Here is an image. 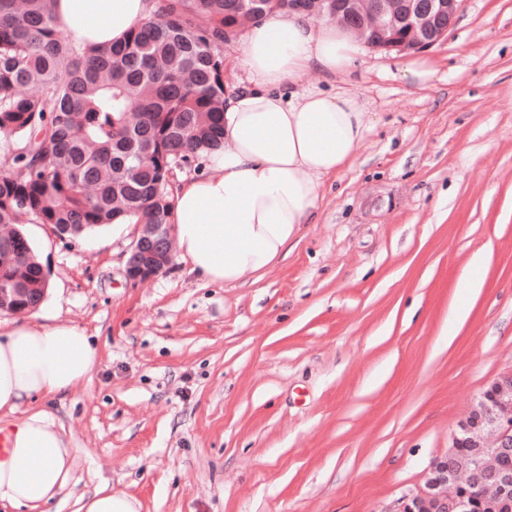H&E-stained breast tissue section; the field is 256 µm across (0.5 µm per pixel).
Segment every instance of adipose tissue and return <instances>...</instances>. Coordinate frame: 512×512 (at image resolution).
<instances>
[{
	"label": "adipose tissue",
	"mask_w": 512,
	"mask_h": 512,
	"mask_svg": "<svg viewBox=\"0 0 512 512\" xmlns=\"http://www.w3.org/2000/svg\"><path fill=\"white\" fill-rule=\"evenodd\" d=\"M56 25L84 49H101L144 25L154 0H50ZM352 33L275 12L243 35L251 80L224 104V145L211 175L182 183L170 221L180 256L200 279L229 287L258 281L318 217L324 178L351 163L371 128L349 93L292 91L308 72L335 78L355 65ZM99 350L68 323L0 325V502L26 512L69 485L75 450L42 404L90 382ZM29 407L20 416L21 407Z\"/></svg>",
	"instance_id": "adipose-tissue-1"
}]
</instances>
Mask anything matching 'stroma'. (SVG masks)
Returning <instances> with one entry per match:
<instances>
[{
	"mask_svg": "<svg viewBox=\"0 0 512 512\" xmlns=\"http://www.w3.org/2000/svg\"><path fill=\"white\" fill-rule=\"evenodd\" d=\"M427 55L423 84L366 47L349 74L302 78L375 121L256 283H207L176 256L133 284L137 225H24L50 284L38 322L101 354L49 404L79 455L47 512L104 483L139 512H402L423 487L512 372V0H463Z\"/></svg>",
	"mask_w": 512,
	"mask_h": 512,
	"instance_id": "obj_1",
	"label": "stroma"
}]
</instances>
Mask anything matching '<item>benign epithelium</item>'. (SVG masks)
I'll use <instances>...</instances> for the list:
<instances>
[{
	"label": "benign epithelium",
	"mask_w": 512,
	"mask_h": 512,
	"mask_svg": "<svg viewBox=\"0 0 512 512\" xmlns=\"http://www.w3.org/2000/svg\"><path fill=\"white\" fill-rule=\"evenodd\" d=\"M463 0H433L434 9L423 10L415 0H336V12L351 8L361 22L351 27L358 41L376 51L408 53L428 49L447 38ZM448 16V24H436L435 15ZM174 225L143 224L127 259L126 274L134 282L158 276L172 259ZM466 445L472 453L463 461L453 450ZM512 373L493 381L476 406L459 425L448 454L437 459L424 488L408 512H466L468 505L457 495L465 480L485 491L498 508L512 496Z\"/></svg>",
	"instance_id": "obj_1"
}]
</instances>
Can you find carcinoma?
I'll use <instances>...</instances> for the list:
<instances>
[{
    "mask_svg": "<svg viewBox=\"0 0 512 512\" xmlns=\"http://www.w3.org/2000/svg\"><path fill=\"white\" fill-rule=\"evenodd\" d=\"M314 0H157L120 43L76 46L49 0H0V289L45 288L23 220L78 236L167 224V173L224 143V45Z\"/></svg>",
    "mask_w": 512,
    "mask_h": 512,
    "instance_id": "cac0c4a2",
    "label": "carcinoma"
}]
</instances>
